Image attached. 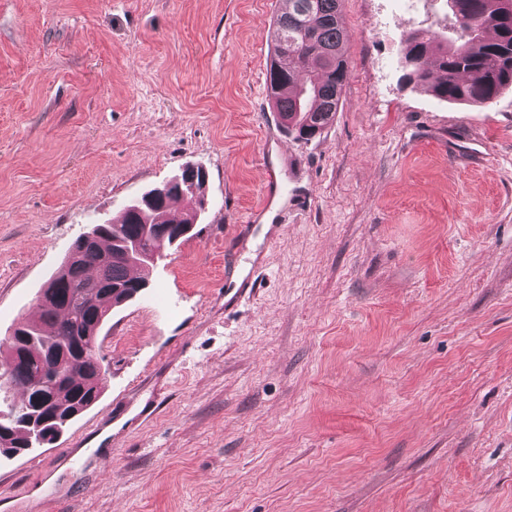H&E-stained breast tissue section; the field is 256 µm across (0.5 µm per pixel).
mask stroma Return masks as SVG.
Returning a JSON list of instances; mask_svg holds the SVG:
<instances>
[{
  "mask_svg": "<svg viewBox=\"0 0 512 512\" xmlns=\"http://www.w3.org/2000/svg\"><path fill=\"white\" fill-rule=\"evenodd\" d=\"M287 0H0V339L191 165L192 232L99 332V401L0 457L30 512H512V89L436 100L448 0H339L335 120L268 139ZM255 287L228 295L227 270ZM86 462L70 478V455Z\"/></svg>",
  "mask_w": 512,
  "mask_h": 512,
  "instance_id": "stroma-1",
  "label": "stroma"
}]
</instances>
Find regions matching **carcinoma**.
Here are the masks:
<instances>
[{
  "mask_svg": "<svg viewBox=\"0 0 512 512\" xmlns=\"http://www.w3.org/2000/svg\"><path fill=\"white\" fill-rule=\"evenodd\" d=\"M451 12L455 37L428 30L406 35L403 64L408 83L424 88L439 100L474 106L491 104L512 88V0H458ZM338 0H288V11L276 18L266 73L268 97L281 125L298 140L309 141L335 118L348 76L347 38L338 20ZM205 178L187 168L167 180L176 191L156 200L150 209L131 202L120 219L101 224L100 235L78 248L81 258L62 262L56 281L44 289L51 299L0 343V367L20 362L8 382L1 384L25 400L27 385L44 379L47 407L32 409L34 425L0 410V450L27 454L33 426L45 416L82 411L100 396L101 359L85 352L98 340L97 325L109 310L146 284L132 276L135 264L125 255L137 242L156 251L173 246L177 199L196 201Z\"/></svg>",
  "mask_w": 512,
  "mask_h": 512,
  "instance_id": "1",
  "label": "carcinoma"
}]
</instances>
